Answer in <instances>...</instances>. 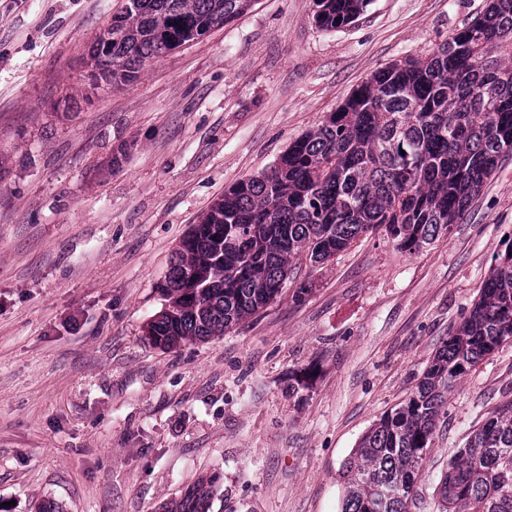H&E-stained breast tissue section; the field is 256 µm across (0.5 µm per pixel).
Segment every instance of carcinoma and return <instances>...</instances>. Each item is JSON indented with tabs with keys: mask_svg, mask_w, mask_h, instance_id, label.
<instances>
[{
	"mask_svg": "<svg viewBox=\"0 0 512 512\" xmlns=\"http://www.w3.org/2000/svg\"><path fill=\"white\" fill-rule=\"evenodd\" d=\"M369 0H315L316 23H352ZM254 0H126L88 67L125 83L148 60L244 13ZM512 154V0H492L426 59L375 72L269 171L238 182L175 251L155 346L224 335L273 301L293 260L322 262L386 226L410 253L448 232ZM197 276L189 284V275ZM512 338V244L416 390L384 414L342 467L341 512H410L448 392ZM203 475L167 512H208ZM443 512H512V400L467 439L438 487Z\"/></svg>",
	"mask_w": 512,
	"mask_h": 512,
	"instance_id": "cac0c4a2",
	"label": "carcinoma"
}]
</instances>
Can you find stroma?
Instances as JSON below:
<instances>
[{
    "label": "stroma",
    "mask_w": 512,
    "mask_h": 512,
    "mask_svg": "<svg viewBox=\"0 0 512 512\" xmlns=\"http://www.w3.org/2000/svg\"><path fill=\"white\" fill-rule=\"evenodd\" d=\"M125 0H0V512H164L217 475L209 512H340L343 464L406 400L512 243V155L448 234L386 228L223 335L174 349L148 323L190 227L269 171L375 71L427 57L486 0H255L109 86L86 65ZM512 399V341L449 393L411 512ZM369 0H316V23L333 30L352 23L364 12ZM340 18L339 23L335 19Z\"/></svg>",
    "instance_id": "stroma-1"
}]
</instances>
